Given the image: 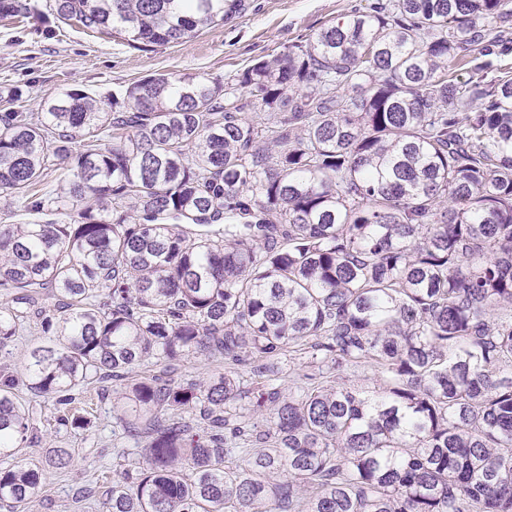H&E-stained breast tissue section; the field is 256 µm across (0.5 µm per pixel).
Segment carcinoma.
<instances>
[{"label": "carcinoma", "instance_id": "1", "mask_svg": "<svg viewBox=\"0 0 512 512\" xmlns=\"http://www.w3.org/2000/svg\"><path fill=\"white\" fill-rule=\"evenodd\" d=\"M140 47L245 0H52ZM28 13L0 0V16ZM508 0H377L234 78L158 75L123 99L0 92V194L67 217L0 225V351L41 291L29 388L58 429L91 380L138 465L107 512H512V40ZM467 67L459 80L453 67ZM64 164L63 194L38 187ZM224 362L207 380L152 360ZM303 360L296 389L283 361ZM372 364L379 386L340 373ZM0 375V459L37 439ZM195 416L192 425L183 413ZM0 467V508L71 466Z\"/></svg>", "mask_w": 512, "mask_h": 512}]
</instances>
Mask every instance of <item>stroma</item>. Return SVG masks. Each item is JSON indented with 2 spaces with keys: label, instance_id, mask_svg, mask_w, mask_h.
<instances>
[{
  "label": "stroma",
  "instance_id": "1",
  "mask_svg": "<svg viewBox=\"0 0 512 512\" xmlns=\"http://www.w3.org/2000/svg\"><path fill=\"white\" fill-rule=\"evenodd\" d=\"M31 14L22 23L0 19V89L22 91L29 111L50 94L81 89L102 99L123 96L140 79L166 74L229 80L260 58L272 59L292 44L311 40L323 27L342 20L371 0H247V9L222 25L207 28L184 44L135 48L125 40L100 35L50 15L49 0H27ZM17 395L38 428V440L24 445L19 458L39 459L48 449H70L72 468L54 473L36 497L16 512H105L100 501L76 502L79 487L101 475L117 476L134 443L112 418V399L99 383L82 389L95 424L91 430L57 432L54 397L26 387Z\"/></svg>",
  "mask_w": 512,
  "mask_h": 512
}]
</instances>
